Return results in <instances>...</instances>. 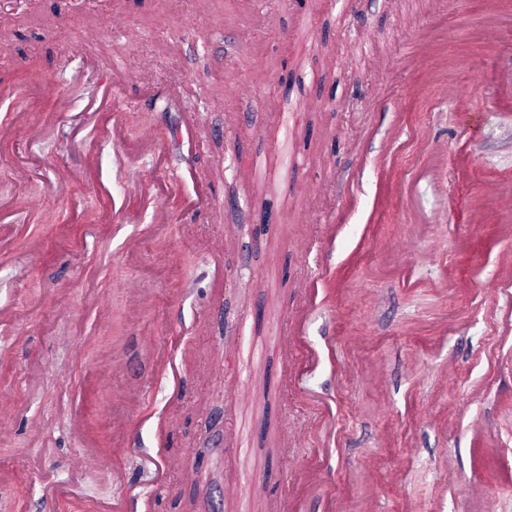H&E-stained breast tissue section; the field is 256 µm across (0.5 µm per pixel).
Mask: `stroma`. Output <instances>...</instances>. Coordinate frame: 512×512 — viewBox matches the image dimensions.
Masks as SVG:
<instances>
[{"label":"stroma","mask_w":512,"mask_h":512,"mask_svg":"<svg viewBox=\"0 0 512 512\" xmlns=\"http://www.w3.org/2000/svg\"><path fill=\"white\" fill-rule=\"evenodd\" d=\"M486 0H364V20L341 0H8L0 6V85L23 90L0 101V123L34 107L46 118L0 141V203L50 195L47 206L0 221V307L15 323L0 331V388L16 403L11 438L0 440V512H99L112 475L75 468L85 436L119 474L155 496L154 512H272L310 452L284 447L287 427L314 422L318 406L281 388L278 336L314 268L293 234L303 195L323 204L310 225L361 193L330 260L335 281L308 319L314 348L336 359L310 370L309 390L336 413L325 466L336 480V512H480L481 482L497 512H512V374L491 373L490 351L512 357L491 295L498 255L511 249L495 217L473 220L488 184L512 189V36L484 42L472 24ZM126 16L125 30L106 17ZM448 22L449 82L465 106L434 93L411 95L427 74L405 65L415 35ZM369 43L356 48L358 24ZM84 43L90 56H67ZM128 73L118 115L87 113L102 78L98 58ZM158 81L187 84L182 99L146 100L138 64ZM248 80L252 95L235 97ZM390 94L411 154L401 166L409 192L369 216L374 169L363 159L393 151ZM322 105L317 117L301 107ZM203 107L187 150V106ZM152 127L157 151L138 149ZM257 172L239 175L240 160ZM361 185H354V177ZM167 191L165 231L154 222L155 186ZM207 194L189 217L187 198ZM228 235L224 277L197 243ZM137 279L152 300L137 316L122 289ZM110 298L106 314L86 303ZM201 327L212 372L194 381L163 442L154 432L169 403L167 372L145 356L144 337L177 338L181 321ZM118 351L123 375L101 363ZM250 396L237 403L234 386ZM141 391L131 447L112 442L124 391ZM170 453L195 468L172 493L157 492L146 457ZM71 486L54 506L44 478ZM260 491H252L254 481ZM243 494L224 498L228 482Z\"/></svg>","instance_id":"1"}]
</instances>
